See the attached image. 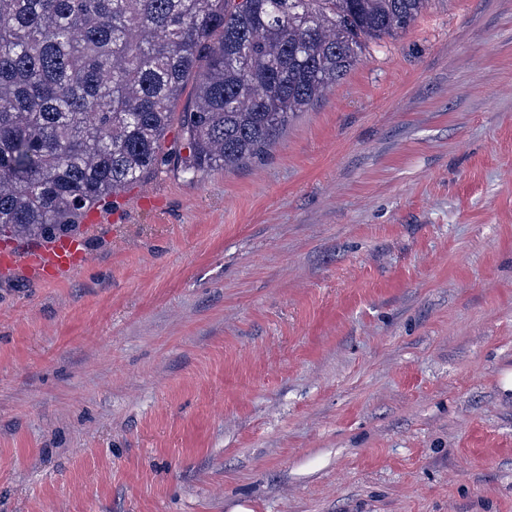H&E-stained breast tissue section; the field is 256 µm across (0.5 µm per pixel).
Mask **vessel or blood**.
Listing matches in <instances>:
<instances>
[{
	"instance_id": "obj_1",
	"label": "vessel or blood",
	"mask_w": 512,
	"mask_h": 512,
	"mask_svg": "<svg viewBox=\"0 0 512 512\" xmlns=\"http://www.w3.org/2000/svg\"><path fill=\"white\" fill-rule=\"evenodd\" d=\"M89 260L82 239L77 237L62 236L25 252L10 242L0 244V276L3 277L21 265L38 282L53 283L82 268Z\"/></svg>"
}]
</instances>
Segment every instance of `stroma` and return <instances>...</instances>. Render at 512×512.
<instances>
[{"instance_id":"1","label":"stroma","mask_w":512,"mask_h":512,"mask_svg":"<svg viewBox=\"0 0 512 512\" xmlns=\"http://www.w3.org/2000/svg\"><path fill=\"white\" fill-rule=\"evenodd\" d=\"M94 213L0 280V512H512V0ZM90 255L83 240L77 237L62 236L49 244L22 252L13 243L0 245V276L11 275L19 265L41 283H53L85 266Z\"/></svg>"}]
</instances>
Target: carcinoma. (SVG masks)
<instances>
[{"label": "carcinoma", "mask_w": 512, "mask_h": 512, "mask_svg": "<svg viewBox=\"0 0 512 512\" xmlns=\"http://www.w3.org/2000/svg\"><path fill=\"white\" fill-rule=\"evenodd\" d=\"M428 2L0 0V239L72 230L168 162L176 123L192 179L260 154Z\"/></svg>", "instance_id": "1"}]
</instances>
